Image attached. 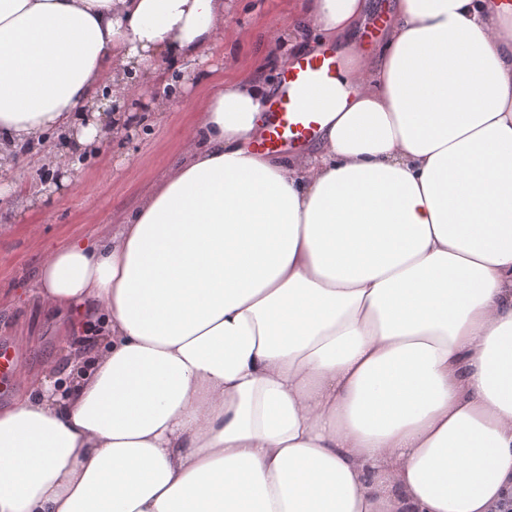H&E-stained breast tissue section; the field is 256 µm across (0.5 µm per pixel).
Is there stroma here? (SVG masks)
<instances>
[{
  "label": "stroma",
  "instance_id": "stroma-1",
  "mask_svg": "<svg viewBox=\"0 0 512 512\" xmlns=\"http://www.w3.org/2000/svg\"><path fill=\"white\" fill-rule=\"evenodd\" d=\"M299 0H224V41L205 62L202 72L220 77L224 58L231 55L242 73L266 66L264 62L271 23L288 25ZM203 91L196 79H186L166 120L141 128L127 140L128 156L118 161L111 141H104L97 157L85 165L83 180L61 191L35 214L0 207V343L21 353L14 380L0 387V407L27 390L32 377L53 366L55 374L68 371L70 345L64 320L49 314L36 301L26 300L43 259L69 238L94 240L131 211L163 177L177 158L188 116L198 111Z\"/></svg>",
  "mask_w": 512,
  "mask_h": 512
}]
</instances>
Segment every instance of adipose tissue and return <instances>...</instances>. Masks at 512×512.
<instances>
[{
    "mask_svg": "<svg viewBox=\"0 0 512 512\" xmlns=\"http://www.w3.org/2000/svg\"><path fill=\"white\" fill-rule=\"evenodd\" d=\"M367 9L300 0L267 48H339L312 149H254L275 85L226 57L168 175L41 263L35 300L98 343L0 407V512L512 498V0H392L368 57ZM223 35L224 0H0V205L42 209L160 123L142 88Z\"/></svg>",
    "mask_w": 512,
    "mask_h": 512,
    "instance_id": "adipose-tissue-1",
    "label": "adipose tissue"
}]
</instances>
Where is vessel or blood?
Returning <instances> with one entry per match:
<instances>
[{"label": "vessel or blood", "mask_w": 512, "mask_h": 512, "mask_svg": "<svg viewBox=\"0 0 512 512\" xmlns=\"http://www.w3.org/2000/svg\"><path fill=\"white\" fill-rule=\"evenodd\" d=\"M340 59L335 48L297 56L282 68L277 89L266 108L263 130L255 142L257 151L276 153L301 148L312 142L321 128L324 111L309 106L307 99L319 94L332 101L338 92L336 75Z\"/></svg>", "instance_id": "vessel-or-blood-1"}]
</instances>
